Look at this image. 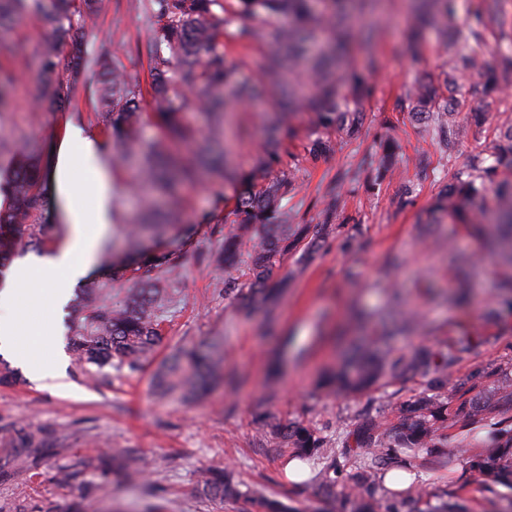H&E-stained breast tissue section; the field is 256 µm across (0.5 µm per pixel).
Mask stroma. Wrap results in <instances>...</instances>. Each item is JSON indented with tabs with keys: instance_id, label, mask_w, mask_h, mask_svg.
I'll return each mask as SVG.
<instances>
[{
	"instance_id": "35a3bbf8",
	"label": "stroma",
	"mask_w": 512,
	"mask_h": 512,
	"mask_svg": "<svg viewBox=\"0 0 512 512\" xmlns=\"http://www.w3.org/2000/svg\"><path fill=\"white\" fill-rule=\"evenodd\" d=\"M411 24L410 0H370L358 18L357 28L369 25L376 32L375 53L370 56L351 46L346 66L369 75L372 93L360 106L366 121L357 135L327 130V137L341 141V150L314 163L306 160L303 146L317 131L315 116L300 112L290 120L292 133L284 139L279 166L296 172L297 188L287 207L298 223H319L330 180L338 171L362 164L377 168L386 142L397 146L396 167L374 186L363 179L347 183L343 226L311 260H303L297 250L274 269L272 278L278 281L297 266L305 268L301 277L289 282L274 329H267L264 309L241 312L237 300L225 295L223 276L207 262L208 255L222 247L230 230L224 217L235 206L222 183L185 186L168 234L155 238L146 232L133 243L123 233L124 225L139 213L135 199L125 193L132 172L123 167L113 170L111 222L89 276L101 277L137 244L170 252L180 275L169 284L174 300L164 314V339L136 370L109 368L93 376L79 367L70 350L59 353L46 346L40 353L43 360L64 359L61 390L37 386L17 349L0 351V360L21 377L19 384L0 385V441L38 428L48 436L32 469L0 449V512H16L21 505L37 512L49 502L58 512H71L76 504L85 512H247L246 501L199 494L201 471L225 468L246 485L264 488L290 503L297 512H316L324 497L315 479L321 461L308 459L309 478L291 483L284 472L285 456L271 452L261 439L255 415L303 420L323 428L331 439L368 409L394 422L388 405L408 395V383L395 382L368 398H344L326 395L319 379L325 369L359 350L363 337L382 334L392 321L390 300L395 295L404 307L420 310L427 322L453 320L485 336L476 356L459 365V375L512 359V319L488 324L481 318L482 310L496 300L495 284L505 271L499 260H487L477 268L471 307L459 309L446 301L458 287L446 263L449 248L469 253L477 243L462 225L432 214V203L446 184L448 161L426 124L410 114L408 95L415 83L447 71L448 49L435 29L425 31L419 40L409 39ZM148 34L139 14L124 11L102 16L95 36L111 41L116 63L144 83L147 59L138 48ZM47 35L35 14L0 27V65L18 72L8 104L0 110L1 144L31 139L46 148L63 139L72 125L95 135L101 132L84 92H77L67 112H42L30 103L27 87ZM224 53L236 81H259L262 40L242 45L225 36ZM457 81L470 103L457 114L458 122L469 128L456 151L457 163L463 164L474 147H488L495 129L512 124V91L491 100L481 93L478 73L461 74ZM265 121L262 112L225 113L224 143L239 169L250 170L262 151ZM41 221L48 226V241L37 250L22 244L20 256H44L65 244L69 227L56 200H48ZM208 344L223 346L225 369L240 380L233 394L220 386L194 402L155 395V375L162 362L177 349ZM119 449L138 458L144 480L126 483L100 473L98 459ZM61 469L71 475L63 485L55 481ZM412 479V495L432 497L447 489L476 507L488 497L491 483L490 478L465 474L460 462L443 474L417 468Z\"/></svg>"
}]
</instances>
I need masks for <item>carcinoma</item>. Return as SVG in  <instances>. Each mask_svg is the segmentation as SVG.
<instances>
[{"label": "carcinoma", "instance_id": "obj_1", "mask_svg": "<svg viewBox=\"0 0 512 512\" xmlns=\"http://www.w3.org/2000/svg\"><path fill=\"white\" fill-rule=\"evenodd\" d=\"M316 0H126L129 11L143 15L150 28V40L141 49L148 61L150 89L155 111L140 112L143 87L112 62L111 44L99 42L87 48L98 18L112 0H0V23L35 12L50 31L38 52V71L29 85L36 107L45 112H64L75 98L80 77L96 107V119L114 150L112 165L135 160L139 166L137 190L143 209L155 207L154 194L179 208L182 187L200 177L202 160L193 152L199 142L196 131L183 119V112L199 106L214 117L208 140L224 137V112L233 106L274 97L280 116L271 127L268 147L255 171L242 173L232 168L226 157L216 160L218 174L226 183H236L235 209L228 223L234 230L224 235L222 250L210 263L224 271V294L234 295L248 309L256 305L273 308L276 292L269 280L288 251L300 244L313 256L326 237L338 228L335 221L343 209L341 187L359 178L357 171H339L325 193L320 224H293L283 201L294 182L293 170L257 185L267 166L279 155L278 133L285 114L306 111L316 115L317 127L343 126L358 130L364 113L357 104L369 93L365 75L336 70L354 39L350 9L364 3L337 0V10L323 14ZM448 0H417L420 23L442 25L448 46L451 71L489 73L486 96L493 98L512 83V56L500 55L495 65L485 61V31L504 28L507 13L479 16L468 26V33L448 23ZM234 27V39L249 44L257 35L265 41L262 92L255 86L233 81L224 55V30ZM448 99L440 98L435 81L416 85L409 100L416 115L427 120L432 136L443 153L450 154L466 136L465 128L453 120L456 86L446 76ZM16 84V71L0 67V107L5 94ZM152 121L162 132L157 139L141 137L143 119ZM184 144L189 154L176 156L168 143ZM336 151V142L317 133L304 145L305 158L317 161ZM12 177L0 183V275L10 264L17 244L28 238L38 244L45 238V226L37 223L44 208L46 164L38 146L31 140L15 142L10 149ZM512 169V126L499 132L490 151L475 154L466 167L453 173V180L436 199L438 210L448 220L463 224L481 241L482 255L470 256L448 251V267L464 271L478 265L483 256L496 257L512 266V176L501 168ZM493 193L492 212L497 224L483 229L475 216L477 204ZM177 264L166 253L144 249L137 261L113 268L105 281H93L83 288L77 304L78 316L70 327L68 344L76 361L102 369L125 365L136 369L161 343L160 312L167 302L160 283L176 274ZM132 283L126 299L112 301V281ZM246 287H238V280ZM501 312L512 315V276L502 280L498 297ZM393 335H386L362 348L358 358L333 370L326 382L329 396L368 394L380 385L399 379L422 380V389L395 403L401 417L395 428L388 427L369 412L355 418L345 435L343 455L351 470L350 484L343 499L325 512H472L460 495L442 496L432 501L413 498L406 490L386 486L391 469L412 472L432 465L446 469L461 460L473 476H486L495 484L512 490V437L480 449L471 446L478 426H492L507 407H512V360L475 370L465 385L456 377V367L477 349L470 336L448 328V337L436 347H414L395 351L382 349ZM208 385L203 368L185 373L174 362L161 376L162 393L180 397L202 394ZM272 450L278 454L306 459L317 457L325 466L316 480L327 489L336 486V452L324 433L301 420L277 422L265 414L256 416ZM199 492L210 499L250 500L252 512H294L279 499L255 490H243L229 474L211 471L198 480Z\"/></svg>", "mask_w": 512, "mask_h": 512}]
</instances>
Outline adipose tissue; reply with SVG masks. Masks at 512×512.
Returning a JSON list of instances; mask_svg holds the SVG:
<instances>
[{
    "label": "adipose tissue",
    "instance_id": "ef3b65f1",
    "mask_svg": "<svg viewBox=\"0 0 512 512\" xmlns=\"http://www.w3.org/2000/svg\"><path fill=\"white\" fill-rule=\"evenodd\" d=\"M100 152L96 139L80 127L70 128L50 160L49 190L60 203L72 235L57 253L30 263L16 262L6 285L0 288V309L14 307L20 293L37 281L44 287L46 311H53L68 285L90 272L109 222L113 190L112 175L102 166ZM84 196L93 198V208L81 205Z\"/></svg>",
    "mask_w": 512,
    "mask_h": 512
}]
</instances>
